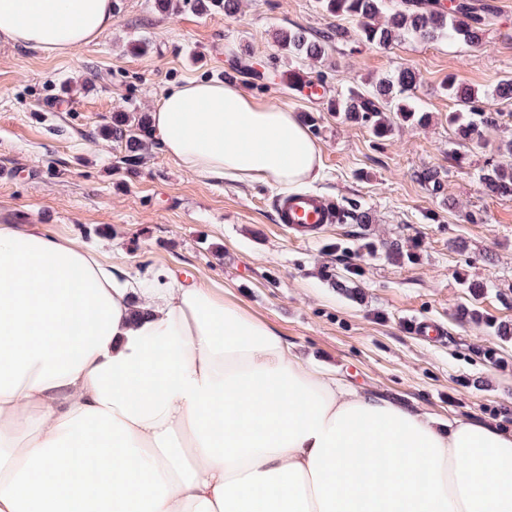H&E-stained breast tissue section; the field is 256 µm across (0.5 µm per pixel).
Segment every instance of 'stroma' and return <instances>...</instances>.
<instances>
[{"mask_svg": "<svg viewBox=\"0 0 512 512\" xmlns=\"http://www.w3.org/2000/svg\"><path fill=\"white\" fill-rule=\"evenodd\" d=\"M335 25L350 37L331 43L319 63L296 65L275 42L284 28L317 36ZM357 29L356 19L331 17L318 0H241L231 17L181 5L164 14L155 0H119L111 33L68 53L0 42V215L26 213L39 231L77 240L132 272L178 268L223 289L352 384L441 421L474 418L512 432V340L455 315L473 305L512 323V197L490 194L478 180L486 160L512 164V100L496 94L512 76V13H499L477 46L405 35L379 48L358 41ZM140 38L148 50L132 52ZM234 51L261 72L302 67L321 78L325 95L230 73ZM403 68L416 74L426 127L379 140L328 111L330 98ZM452 74L501 115L483 146L463 143L448 126L456 105L444 84ZM193 79L227 80L296 115L314 114L322 170L306 191L358 202L369 222L298 232L276 221L286 189L195 176L156 147L138 174L125 173L122 148L96 139L97 128L118 110L152 111L165 89ZM425 170L437 171L438 185L421 180ZM99 225L111 235H96ZM454 240L463 249H450ZM367 241L373 251L362 250ZM393 241L416 245V260L388 261ZM354 266L362 274L353 279ZM464 278L486 283V294L472 300ZM348 283L358 297L342 293ZM415 322L440 324L445 334L431 339L412 330ZM486 347L495 360L482 356Z\"/></svg>", "mask_w": 512, "mask_h": 512, "instance_id": "35a3bbf8", "label": "stroma"}]
</instances>
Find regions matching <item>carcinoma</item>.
I'll use <instances>...</instances> for the list:
<instances>
[{
	"label": "carcinoma",
	"instance_id": "cac0c4a2",
	"mask_svg": "<svg viewBox=\"0 0 512 512\" xmlns=\"http://www.w3.org/2000/svg\"><path fill=\"white\" fill-rule=\"evenodd\" d=\"M323 11L333 17H352L358 21V40L372 46L387 48L404 34L424 41L442 37L475 44L480 42L493 24L495 6L489 0H459L448 9L437 8L432 0H401L391 13L385 12V0H319ZM240 0H191V7L206 14L217 8L226 14L240 10ZM347 37L342 27L330 29L323 39H313L300 27L280 30L277 43L280 50L300 62L319 61L325 55L329 42H340ZM416 75L409 68L384 77L369 89L351 88L347 93L328 101L329 109L344 117L347 122L361 124L370 129L377 139L388 137L394 125L387 116L393 112L399 123L423 126L428 113L415 104ZM446 91L457 109L448 113V125L455 127L459 137L466 143L479 145L485 139L486 130L496 117L479 105L478 91L455 76L448 77ZM150 114L147 112H114L110 122L95 133L101 140L118 142L124 155L121 163L125 169L138 171L148 153ZM478 179L490 191L500 196H512V165L489 161L478 172ZM341 224H365L367 212L350 202L339 207ZM461 317L471 322L482 323L504 340L512 339V326L497 321L476 308H464Z\"/></svg>",
	"mask_w": 512,
	"mask_h": 512
}]
</instances>
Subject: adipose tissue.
<instances>
[{
	"label": "adipose tissue",
	"mask_w": 512,
	"mask_h": 512,
	"mask_svg": "<svg viewBox=\"0 0 512 512\" xmlns=\"http://www.w3.org/2000/svg\"><path fill=\"white\" fill-rule=\"evenodd\" d=\"M113 16L112 0H0V41L64 53ZM151 118L193 174L320 175L302 119L233 86H172ZM0 512H512V433L346 382L221 289L131 279L2 219Z\"/></svg>",
	"instance_id": "ef3b65f1"
}]
</instances>
